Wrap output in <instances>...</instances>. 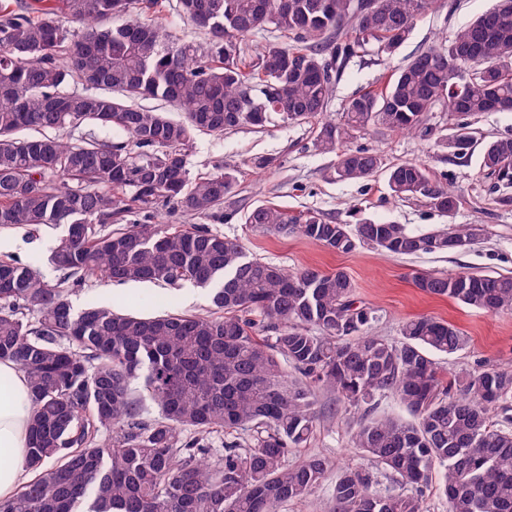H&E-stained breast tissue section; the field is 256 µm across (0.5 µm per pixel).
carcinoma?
<instances>
[{
  "mask_svg": "<svg viewBox=\"0 0 512 512\" xmlns=\"http://www.w3.org/2000/svg\"><path fill=\"white\" fill-rule=\"evenodd\" d=\"M178 2L208 42L169 35L154 18L163 0L0 4V227L66 225L49 258L57 280L0 259V360L26 375L32 404V478L0 500V512H280L314 493L330 468L319 455L286 463L314 432L321 390L364 409L351 443L371 464L338 474L331 512H423L437 473L448 512H512V368L445 380L433 355L466 346L451 323L418 316L390 343L373 333L377 311L357 298L347 272L290 271L204 224L155 221L161 206L214 218L233 193V169L192 176L199 133L315 123V148L336 154L340 179L361 181L382 160L348 146L355 134L429 137V114L440 106L452 121L442 146L467 158L468 118L512 112V0H495L451 41L413 56L384 89L351 99L339 121L327 107L351 59L369 46L394 55L414 21L446 0ZM260 31L275 37L250 47L246 39ZM147 98L183 118L138 103ZM83 127L114 136L63 138ZM480 162L512 188V138L486 143ZM387 181L394 196L423 197L441 212L458 202L418 161L389 167ZM245 223L338 253L361 245L453 253L487 233L482 224L426 232L371 219L341 224L271 204ZM98 277L189 282L207 290L209 307L156 315L74 308L71 295ZM414 283L476 310L512 313V274L421 273ZM383 396L412 419L372 414ZM219 431L250 440L217 445ZM380 474L389 479L382 491Z\"/></svg>",
  "mask_w": 512,
  "mask_h": 512,
  "instance_id": "obj_1",
  "label": "carcinoma"
}]
</instances>
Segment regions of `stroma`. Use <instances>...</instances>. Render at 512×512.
<instances>
[{
  "label": "stroma",
  "instance_id": "35a3bbf8",
  "mask_svg": "<svg viewBox=\"0 0 512 512\" xmlns=\"http://www.w3.org/2000/svg\"><path fill=\"white\" fill-rule=\"evenodd\" d=\"M492 0H447L444 8L419 17L409 40L393 58L368 52L354 58L337 83L328 105V115L340 118L346 103L367 91L386 86L391 76L413 55L441 38L454 37L464 25L485 12ZM475 145L469 159L450 157L434 140L378 131L355 138L354 143L376 150L384 168L404 161H419L434 179L452 186L458 194L455 211L445 214L422 198L392 196L382 173L357 182L339 180L336 157L316 150L312 125H282L265 129L244 127L224 135H197L191 164L195 172L212 171L221 164L234 168L237 184L232 200L233 218L212 221L214 230L239 238L249 254L290 270L313 268L322 272L346 271L357 286V295L378 311L377 335L394 342L404 321L433 316L455 325L467 338L465 348L454 355H436L442 374L472 370L483 365L512 367V315H493L466 307L454 300L427 294L413 282L416 274L479 272L512 273V188L499 190L493 179L479 172L483 146L500 137L512 136V112H487L472 120ZM273 203L297 215L316 211L339 223L353 215L407 225L426 231L441 224H482L488 233L483 241L459 253L393 255L368 247L336 253L300 235L276 236L255 231L245 222L250 209ZM63 228L45 225L37 229L0 228V258L14 256L31 264L53 280L57 271L48 257ZM75 308L92 303H113L121 310L161 313L207 308L205 292L192 284L114 285L95 280L72 297ZM316 430L307 447L294 449L289 463L310 455L330 459L331 469L315 493L292 501L281 512H327L338 468L361 462L350 442L351 428L359 419L356 411L337 409L336 396L321 392Z\"/></svg>",
  "mask_w": 512,
  "mask_h": 512
}]
</instances>
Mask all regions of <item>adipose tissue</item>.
<instances>
[{
	"mask_svg": "<svg viewBox=\"0 0 512 512\" xmlns=\"http://www.w3.org/2000/svg\"><path fill=\"white\" fill-rule=\"evenodd\" d=\"M31 414L29 383L10 361H0V499L12 498L27 481L25 468Z\"/></svg>",
	"mask_w": 512,
	"mask_h": 512,
	"instance_id": "obj_1",
	"label": "adipose tissue"
}]
</instances>
